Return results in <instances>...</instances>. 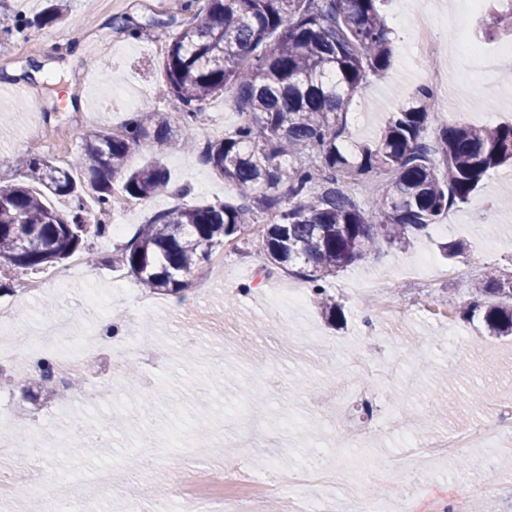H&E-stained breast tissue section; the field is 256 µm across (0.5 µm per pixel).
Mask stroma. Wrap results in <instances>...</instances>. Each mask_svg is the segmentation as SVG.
Returning a JSON list of instances; mask_svg holds the SVG:
<instances>
[{"mask_svg":"<svg viewBox=\"0 0 512 512\" xmlns=\"http://www.w3.org/2000/svg\"><path fill=\"white\" fill-rule=\"evenodd\" d=\"M67 20L27 35L0 27V183L17 182L12 165L19 155L49 156L68 162L81 151L80 136L121 125L131 116L124 97L149 94L150 109L177 113L160 69L162 54L154 42H168L175 31L167 22L169 0H62ZM379 12L390 34L391 69L387 79L372 81L349 110L348 129L360 140L373 139L402 96L427 82L407 60V20L398 18L396 0H382ZM139 25L130 36L123 21ZM461 94L450 97L439 118L452 112L512 114V79L500 70L492 80L478 73L465 76ZM174 185L195 183L199 192L189 204L232 200L223 179L201 165L195 152L174 149L163 158ZM512 183V168L490 170L469 203L444 214L447 232L430 235L380 251L341 270L330 281V292L341 307L339 324L322 316L314 295L292 303L282 288L295 276L274 271L261 275L258 239L247 233L224 246L225 280H213L202 267L182 295L166 296V305L135 315L131 332L141 342L163 350L158 390L164 398L142 394L134 373V357L108 352L104 363L82 379L72 402L46 414L47 439L56 451L47 455L49 476L84 479L99 467H114L118 485L136 483L140 493L102 495L100 512H150L154 499L147 487L170 486L190 461L201 428H220L224 439L250 433L259 445L250 463L257 473L273 466L297 469L305 451L324 447L328 462L350 435L361 434L356 454L372 464L368 493L385 503L408 500L410 512H443L464 502L469 512H485L494 501L498 512L512 505V454L479 448V456L495 459L496 478L486 469L450 458L432 472L407 480L399 475L402 431L445 434L477 420L486 404L512 397V340L490 335L478 319L466 320L458 308L469 297L470 282L486 267L512 272V204L500 202L503 186ZM161 194L144 201L131 214L127 231L115 237H89L88 248L101 259L30 300L18 325L31 329L67 317L80 332H99L108 319L107 302L134 300L144 287L126 278L122 289L112 284L110 259L138 224L175 206ZM457 240L466 246L446 259L440 243ZM428 257L441 274L430 281V299L409 291L401 275ZM458 276H450V269ZM405 321L404 333L392 335L386 324L368 330L363 323L371 308L374 287ZM468 341L463 356L447 354L448 339ZM192 356H185V348ZM358 395L345 413L320 404L323 390L336 386ZM483 395L473 398L472 386ZM436 400L448 403L440 418L427 408ZM403 425H381L384 414ZM101 426L110 416L123 420L112 438L94 453L64 456L57 448L68 440L72 416ZM156 454L160 474L131 480V457Z\"/></svg>","mask_w":512,"mask_h":512,"instance_id":"1","label":"stroma"}]
</instances>
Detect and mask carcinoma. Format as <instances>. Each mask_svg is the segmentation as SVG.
<instances>
[{
	"instance_id": "carcinoma-1",
	"label": "carcinoma",
	"mask_w": 512,
	"mask_h": 512,
	"mask_svg": "<svg viewBox=\"0 0 512 512\" xmlns=\"http://www.w3.org/2000/svg\"><path fill=\"white\" fill-rule=\"evenodd\" d=\"M378 2L181 0L171 16L180 24L162 62L168 91L192 141L207 102L233 95L240 121L198 150L234 199L154 214L112 263L157 294H178L216 247L272 215L262 230L261 269L286 270L312 284L317 302L334 317L329 278L383 243L408 244L429 234L445 213L470 200L489 170L512 163V122L441 121L427 85L392 113L376 140L352 139L349 106L390 68ZM59 18L51 7L33 20H15L14 29ZM433 121L430 144L423 133ZM171 132L167 113L141 112L119 127L82 135V154L70 162L19 160L23 180L0 184V264L38 272L84 253L89 234L104 236L109 225L88 221L85 181L102 209L115 181L138 200L169 191L162 157L172 147ZM143 146L153 157L128 170V155ZM378 174L386 180L366 211L350 189ZM50 194L69 208L47 205ZM459 314L482 318L492 336H512V274L489 270L476 278Z\"/></svg>"
}]
</instances>
